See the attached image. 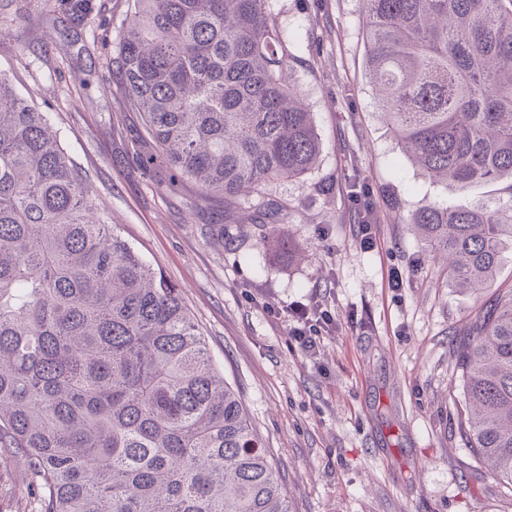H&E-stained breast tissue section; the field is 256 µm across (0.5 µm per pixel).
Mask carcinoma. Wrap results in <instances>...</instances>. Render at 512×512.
<instances>
[{
	"mask_svg": "<svg viewBox=\"0 0 512 512\" xmlns=\"http://www.w3.org/2000/svg\"><path fill=\"white\" fill-rule=\"evenodd\" d=\"M382 121L436 184L512 179V0H361ZM266 0H131L112 76L143 113L139 168L193 206L292 181L321 142ZM507 202L407 217L448 279L479 292L512 252ZM47 116L0 71V448L26 457L38 512H290L239 395L178 289L117 226ZM283 204L261 203L253 224ZM459 434L512 485V290L453 344Z\"/></svg>",
	"mask_w": 512,
	"mask_h": 512,
	"instance_id": "obj_1",
	"label": "carcinoma"
}]
</instances>
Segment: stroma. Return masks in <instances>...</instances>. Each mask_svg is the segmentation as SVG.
<instances>
[{
    "instance_id": "obj_1",
    "label": "stroma",
    "mask_w": 512,
    "mask_h": 512,
    "mask_svg": "<svg viewBox=\"0 0 512 512\" xmlns=\"http://www.w3.org/2000/svg\"><path fill=\"white\" fill-rule=\"evenodd\" d=\"M93 4L79 22L64 0H0V70L88 175L95 217L118 225L178 288L265 440L292 512H512V492L458 433L451 346L483 304L512 289V262L481 294L453 287L404 222L428 201L505 198L507 183L460 194L403 155L365 75L359 0L267 4L321 142L312 171L265 189L290 205L278 228L296 259L273 252L249 224L255 194L241 195L233 216L219 202L198 213L191 184L172 192L129 164L142 119L112 79L128 2ZM356 179L369 186L378 219L369 249L349 200ZM223 217L218 243L209 226ZM314 299L338 324L316 362L291 346L287 319L273 317ZM33 481L22 455L0 452V512H36Z\"/></svg>"
}]
</instances>
